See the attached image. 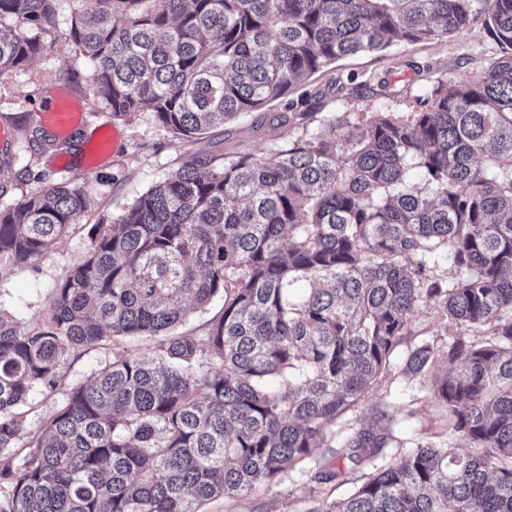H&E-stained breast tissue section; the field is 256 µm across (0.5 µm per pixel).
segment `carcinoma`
<instances>
[{
	"label": "carcinoma",
	"instance_id": "1",
	"mask_svg": "<svg viewBox=\"0 0 512 512\" xmlns=\"http://www.w3.org/2000/svg\"><path fill=\"white\" fill-rule=\"evenodd\" d=\"M66 39L93 100L149 111L175 143L260 112L321 69L394 37L479 21L499 57L477 81H437L404 118L333 117L309 132L290 100L286 145L222 166L195 157L88 230L47 316L0 311V512H201L311 457L313 478L370 466L347 497L308 512H512V0H78ZM57 0H0V72L53 45ZM415 162L421 180L408 177ZM88 206L81 186L0 208V273L45 257ZM444 261L463 272L432 274ZM223 300L201 334L190 304ZM444 318L401 373L431 380L448 427L475 448L426 443L394 465L386 410L331 448L330 426L387 377L420 304ZM157 337L161 368L119 347ZM112 363L73 385L23 453L31 392H53L75 350Z\"/></svg>",
	"mask_w": 512,
	"mask_h": 512
}]
</instances>
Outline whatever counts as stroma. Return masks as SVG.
Instances as JSON below:
<instances>
[{
	"mask_svg": "<svg viewBox=\"0 0 512 512\" xmlns=\"http://www.w3.org/2000/svg\"><path fill=\"white\" fill-rule=\"evenodd\" d=\"M73 51L64 38L54 47L32 58L23 69L0 73V123L9 127L11 145L0 146V159L9 166L0 172V207L12 204L36 189L70 184L86 187L90 205L87 212L42 259L0 274V308L10 312L19 331L36 327L46 316L52 289L63 280L87 252V230L94 224H109L138 194L179 170L191 157L202 155L221 165L244 154L272 155L283 141L277 117L280 103L266 111L246 114L214 128L192 145L178 146L149 112L115 117L92 105L88 96L89 69L84 63L67 66ZM498 56V49L481 23L475 22L447 37L409 43L394 39L381 52H362L342 58L329 69L314 74L308 86L324 89L322 106L311 120L319 128L335 115L358 124L368 112L407 114L416 108L415 99L435 81L479 79ZM353 79L354 89L344 97L328 92L330 79ZM57 92L72 95L85 109L76 135L62 151L45 149L30 141L28 132L39 124L37 105L41 97ZM109 124L122 140L116 151L94 156L91 169L79 162L85 138L96 128ZM412 343H429L447 351L450 338L438 309L429 304L418 307L413 317ZM109 342L76 350L63 370L64 379L55 392L34 390L25 408L24 430L16 441L24 448L45 422L64 404L69 388L98 372L112 361ZM405 347H398L395 364L387 378L376 386L364 403L338 420L333 430L342 436L371 425V406L388 408L394 442L383 449L379 464H393L419 444L432 440L458 451H469L468 442L448 428V408L435 397L430 383L406 379L400 364ZM350 484L319 483L307 471L294 469L261 487L249 497L227 502L218 498L204 512H307L323 500L346 495Z\"/></svg>",
	"mask_w": 512,
	"mask_h": 512,
	"instance_id": "1",
	"label": "stroma"
}]
</instances>
